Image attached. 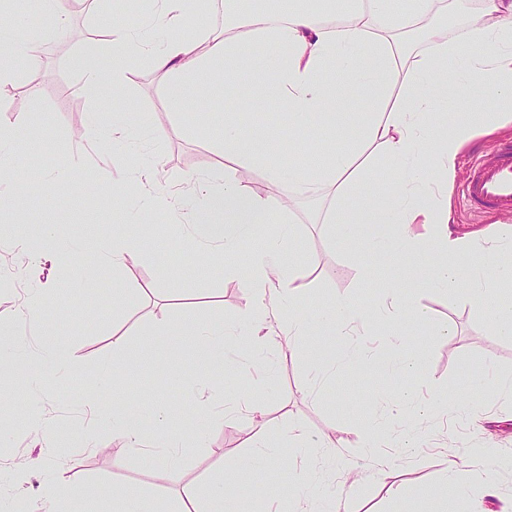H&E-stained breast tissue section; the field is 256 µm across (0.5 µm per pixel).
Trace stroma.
<instances>
[{"mask_svg":"<svg viewBox=\"0 0 512 512\" xmlns=\"http://www.w3.org/2000/svg\"><path fill=\"white\" fill-rule=\"evenodd\" d=\"M145 11L143 0H127L117 18L112 0H90L85 11L71 12L64 38L43 33L38 0H29L11 17L19 36L41 40L44 64L34 71L15 59L14 87L0 91V123L17 137L13 169L0 180V267L14 272L10 278L0 276V324L28 344L21 363L0 368V430L8 433L0 443V512H41L43 485L54 474L87 485L85 505L91 512H113L112 496L124 489L154 495L162 512H181L189 498L203 500L208 481L240 478L239 457L252 424L248 416L227 418L220 410L247 394L265 405L266 438L281 454L291 452L289 422H298L310 439L328 438L329 447L313 449L305 462L321 478L310 495L320 510L341 497L349 512H506L512 506V473L496 475L499 495L488 496L478 484L469 499L452 503L441 469L447 450L461 454L490 439L512 455V400L492 394L479 417L432 418L414 441L403 422L380 409L381 402L401 392L410 394L417 408L429 404L436 389L467 392V371L473 367L490 366L496 376L512 377V339L492 335L490 309L471 307L459 295L415 289L419 304L435 322L451 325L453 335L424 327L416 340L393 346L380 336L341 340L321 327L302 339V355H288L275 345L263 348L261 356L271 368L266 385L258 384L252 372L167 335L168 326L188 319L230 324L245 313V275L256 241L275 229L261 224L253 241L237 255L208 264L204 274H195L188 261L193 253L184 241L192 212L190 179L216 166L225 113L239 112L247 148L297 165L306 156L305 141L319 131L314 126L297 131L285 111L275 123L266 111L240 112L237 91L257 77L247 65L216 70L189 95L182 112L172 110L163 77L144 61L120 89L105 82L95 93L82 91L73 62L84 43L107 37L117 26L146 27ZM94 112L106 122L122 112L144 128L130 144H115L90 129ZM144 164L156 165L159 177L152 192L166 199V207L145 209L134 188L123 203H114L112 182ZM35 169L41 174L36 191L21 193ZM227 169L242 186L292 203L295 257L312 265L311 275L294 283L305 313L339 296L366 305L372 290L362 268L375 265L374 257L334 243L333 227L323 221L334 206L332 188L299 199L292 184L272 185L264 168L231 162ZM80 174L86 182L77 192L72 183ZM55 224L66 226L80 252L32 259L26 244ZM113 235L133 244L118 273L92 258L95 242ZM375 267L385 274L384 266ZM101 281L111 289L104 299L96 290ZM33 288L48 297L38 327L16 315ZM46 333L69 349L70 371H55L47 363L39 348ZM118 341L123 344L119 350L114 347ZM356 348L361 361L346 364V355ZM414 353L423 359L420 374L392 369L394 358ZM110 366L119 371L118 385L99 386V369ZM122 398L131 400L142 417L146 450L125 448L109 425L91 419V407L109 408ZM162 412L188 431L172 466L159 451ZM383 424L392 430L388 447L371 455L354 449L363 426ZM89 429L95 436L91 448L81 442ZM195 429L202 431V441L192 437ZM30 461L34 469L24 484H17L18 466ZM271 473L262 467L251 475L237 512H260L271 497L299 491L296 477L274 482ZM341 473L350 475L352 486L336 482Z\"/></svg>","mask_w":512,"mask_h":512,"instance_id":"obj_1","label":"stroma"}]
</instances>
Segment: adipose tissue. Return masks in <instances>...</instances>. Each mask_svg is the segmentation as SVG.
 I'll use <instances>...</instances> for the list:
<instances>
[{"instance_id": "obj_1", "label": "adipose tissue", "mask_w": 512, "mask_h": 512, "mask_svg": "<svg viewBox=\"0 0 512 512\" xmlns=\"http://www.w3.org/2000/svg\"><path fill=\"white\" fill-rule=\"evenodd\" d=\"M331 3L311 0L310 6L290 10L282 19L240 13L231 34L212 38L202 26L209 0H153L154 28L175 31V38L157 45L132 32L93 38L74 64L83 89L92 91L106 77L113 87H122L130 61L147 56L153 71L165 78L168 102L178 112L189 90L200 86L204 76L219 66L241 63L247 41L272 44L273 54L256 64L264 78L243 90L242 106L287 110L297 127L322 119L347 148L316 146L307 172L286 162L272 166L265 153L242 150L243 133L230 112L217 145L219 154L268 166L271 183L289 180L302 194L319 185L335 188L341 203L370 172L369 166L359 164V157L375 148L396 181L380 199L366 201L359 214L329 216V223L337 227V244L357 242L382 258L424 248L433 251L437 261L424 272V285L462 292L473 306L493 304L496 335L511 336L512 297L503 300L498 293L501 286L512 285V225L496 223L477 234L458 235L450 224L451 195L463 151L476 138L512 127V0H483L486 24L471 28L456 41L432 33L433 49L428 54L416 52L408 35L436 10L439 0H368L363 7L348 0L337 11L331 10ZM16 54L31 67L41 63L35 40L20 38L0 19V85L13 82ZM104 56L112 59L107 74L98 65ZM444 100L450 101L454 120L443 119L439 105ZM192 183L195 206L204 215L197 244L204 248L206 260L235 252L251 238L255 224L269 221L280 230L267 236L254 253L246 277L248 315L228 326H172L169 335H191L215 356L228 344L260 342L261 323L272 294L278 291L284 295L279 329L290 353H298L299 341L314 321L336 336L363 333L369 314L359 305L340 298L310 318L296 292L286 291V284L306 277L307 265L282 262L292 232L275 196L247 191L229 172L220 179L199 173ZM378 294L384 325L403 329L411 323H431L415 297L394 281L379 284ZM492 390L508 395L512 384L481 377L474 380L468 395L438 392L432 404L417 410L412 426L418 430L430 418L478 410ZM242 409L254 427L243 472H252L260 461L279 465L281 455L264 438L263 405L246 398L229 407L233 413ZM95 417L111 424L113 436L126 447L141 449L136 410L125 405L99 408ZM480 466L512 471V458L490 445L447 457L442 476L449 492L457 498L469 497Z\"/></svg>"}]
</instances>
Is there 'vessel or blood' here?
I'll list each match as a JSON object with an SVG mask.
<instances>
[{"mask_svg": "<svg viewBox=\"0 0 512 512\" xmlns=\"http://www.w3.org/2000/svg\"><path fill=\"white\" fill-rule=\"evenodd\" d=\"M461 196L472 211L512 214V145L475 159Z\"/></svg>", "mask_w": 512, "mask_h": 512, "instance_id": "obj_1", "label": "vessel or blood"}]
</instances>
